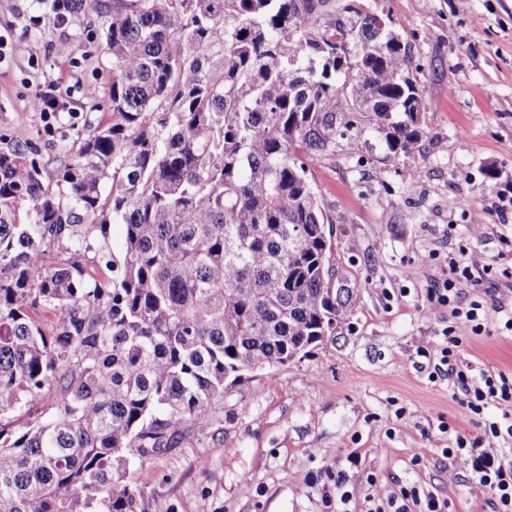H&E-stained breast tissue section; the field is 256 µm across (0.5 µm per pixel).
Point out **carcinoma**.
Returning a JSON list of instances; mask_svg holds the SVG:
<instances>
[{
    "label": "carcinoma",
    "mask_w": 512,
    "mask_h": 512,
    "mask_svg": "<svg viewBox=\"0 0 512 512\" xmlns=\"http://www.w3.org/2000/svg\"><path fill=\"white\" fill-rule=\"evenodd\" d=\"M102 37L107 112L55 173L0 151V512H148L134 460L348 314L310 163L358 112L395 158L422 137L364 0H112Z\"/></svg>",
    "instance_id": "1"
}]
</instances>
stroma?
Masks as SVG:
<instances>
[{
    "instance_id": "1",
    "label": "stroma",
    "mask_w": 512,
    "mask_h": 512,
    "mask_svg": "<svg viewBox=\"0 0 512 512\" xmlns=\"http://www.w3.org/2000/svg\"><path fill=\"white\" fill-rule=\"evenodd\" d=\"M112 0H76L68 24L51 0H0V150L35 149L55 171L78 135L104 112L112 60L93 45ZM390 16L416 65L426 112L415 151L390 153L368 114L310 178L332 220L336 266L352 290L336 335L301 360L272 368L224 396L201 430L136 463L149 512H327L333 475L356 451L381 486L417 482L447 497L450 512H483V496L441 450L447 421L474 436L478 426L446 378L418 350L438 341L447 307L432 298L449 261L494 281L462 283L466 300L495 298L512 307V0H366ZM68 42L73 59L52 53ZM96 97H88V89ZM63 106L45 122L39 95ZM483 214L472 230L469 214ZM485 330L459 354L474 368L512 371V335L488 313Z\"/></svg>"
}]
</instances>
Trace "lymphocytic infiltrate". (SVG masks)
I'll list each match as a JSON object with an SVG mask.
<instances>
[{
  "label": "lymphocytic infiltrate",
  "mask_w": 512,
  "mask_h": 512,
  "mask_svg": "<svg viewBox=\"0 0 512 512\" xmlns=\"http://www.w3.org/2000/svg\"><path fill=\"white\" fill-rule=\"evenodd\" d=\"M471 267L451 263L450 275L443 287L437 289L439 304L448 308L452 320L441 340L423 355L435 359V371L445 372L448 383L456 389L461 406L472 420L481 425L483 434L470 438L458 433L442 454L458 468L469 471L471 482L485 494V504L491 512H512V459L493 454L489 444L497 440H512V373H482L475 375L463 368L458 360V350L463 333L481 335L484 327L485 306L482 301L462 302L458 285L461 280L473 279ZM502 405L500 416L488 418L486 409L491 404ZM367 483L374 492L369 495L366 512H448L447 498L411 483L386 490L379 488L374 476H367Z\"/></svg>",
  "instance_id": "f902f5d3"
}]
</instances>
